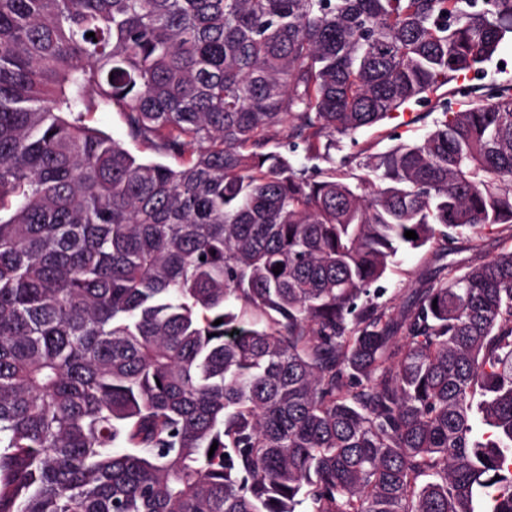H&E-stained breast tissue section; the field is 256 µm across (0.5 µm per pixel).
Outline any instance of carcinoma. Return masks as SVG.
<instances>
[{
  "label": "carcinoma",
  "mask_w": 512,
  "mask_h": 512,
  "mask_svg": "<svg viewBox=\"0 0 512 512\" xmlns=\"http://www.w3.org/2000/svg\"><path fill=\"white\" fill-rule=\"evenodd\" d=\"M509 39L512 0H0V512H512V250L376 287L512 223V84L437 95ZM432 105L410 104L392 118L385 119L380 126L365 128L355 134L358 142L353 146L348 138L342 140V152L336 156L356 152L362 147L373 145L372 152H383L400 142L420 140L432 127V119L436 113L423 118V113L430 112ZM420 118V119H419ZM89 123L111 134L113 138L124 141L126 147L135 156L145 160L156 159L149 151L129 142L125 136V130L119 112L115 110L112 112H95L90 115ZM512 248V224H497L486 229L480 238L460 236L448 250L438 244H429L421 250H399L395 263L380 282L385 292L378 300L388 306L399 305L412 288L422 287L434 267L458 264L480 253L486 258Z\"/></svg>",
  "instance_id": "obj_1"
}]
</instances>
